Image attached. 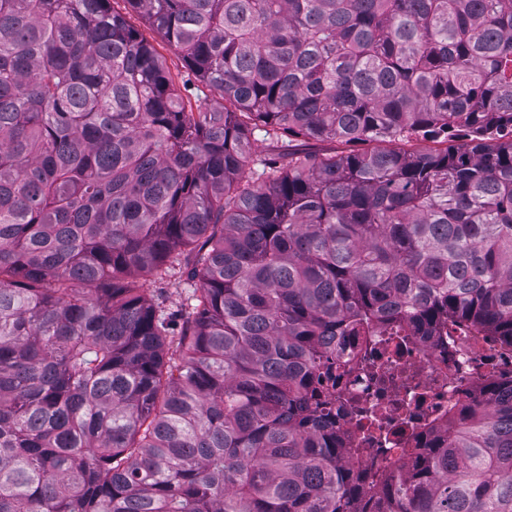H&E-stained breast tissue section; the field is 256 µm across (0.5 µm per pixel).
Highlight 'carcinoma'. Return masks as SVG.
<instances>
[{"label": "carcinoma", "instance_id": "cac0c4a2", "mask_svg": "<svg viewBox=\"0 0 512 512\" xmlns=\"http://www.w3.org/2000/svg\"><path fill=\"white\" fill-rule=\"evenodd\" d=\"M125 2L216 110L111 0H0V512H512V384L372 494L316 395L375 324L512 342V0ZM111 4L116 11L125 16L130 25L139 30L142 36L153 45L158 55L164 60L166 66L175 77L178 92L188 105V112H190V109L192 110L191 112H204L217 106V103L213 101L212 95H209L207 101L204 99L196 101L191 94L195 96L199 93L196 87L199 86L202 89V86L195 80L193 75L188 74V70L183 68L181 56L177 53L176 49L165 42L156 31L151 29L141 15L129 10L127 4L122 0H114ZM187 79L191 81L183 85L184 80ZM174 273L175 274L171 278V282H179L181 284V288L178 290L179 293H176L175 288L166 282L162 284L149 282V288H163L164 292L159 290L154 292L155 299H158L157 302L163 301L164 306L173 314L172 321L174 334L179 335L184 320L191 312V307L187 300L188 296H190L189 289L191 288L183 287H188L192 282H189L186 274H182L178 269H176Z\"/></svg>", "mask_w": 512, "mask_h": 512}]
</instances>
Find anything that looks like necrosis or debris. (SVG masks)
Here are the masks:
<instances>
[{
  "instance_id": "4bbe7bcc",
  "label": "necrosis or debris",
  "mask_w": 512,
  "mask_h": 512,
  "mask_svg": "<svg viewBox=\"0 0 512 512\" xmlns=\"http://www.w3.org/2000/svg\"><path fill=\"white\" fill-rule=\"evenodd\" d=\"M323 391L345 439L346 461L365 487L397 466L409 448L444 433L461 407L480 409L493 385L512 378V347L482 331L413 332L381 324L365 336L337 337Z\"/></svg>"
}]
</instances>
